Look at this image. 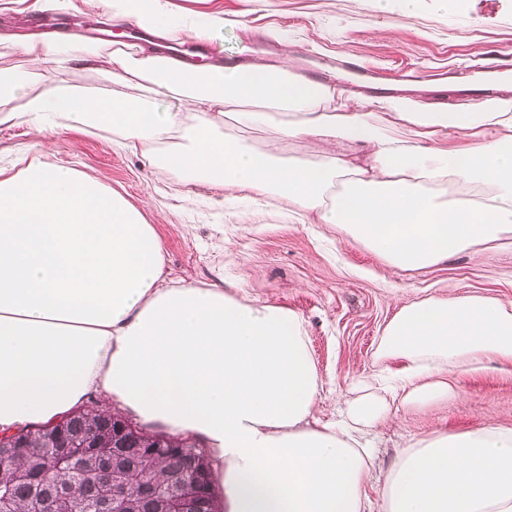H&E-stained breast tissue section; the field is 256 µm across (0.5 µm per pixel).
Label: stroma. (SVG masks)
I'll return each instance as SVG.
<instances>
[{
  "label": "stroma",
  "instance_id": "1",
  "mask_svg": "<svg viewBox=\"0 0 512 512\" xmlns=\"http://www.w3.org/2000/svg\"><path fill=\"white\" fill-rule=\"evenodd\" d=\"M204 28L223 11L224 26L208 44L213 59L277 62L335 87L337 108L386 96L428 112L459 111L473 102L472 66L507 74L499 96L512 100V0H170ZM36 16L74 20L82 47L87 29L105 18L96 0H0V33L31 32ZM65 164L94 176L139 209L161 237L171 278L193 284L232 281L251 300L292 310L307 327L323 388L316 416H336L337 399L372 371L384 325L404 304L437 295L479 294L512 303V245H480L418 272L401 273L339 230L289 219L274 197L188 186L150 167L139 152L107 134L82 128L52 132L30 119L0 124V168L18 158ZM453 397L402 411L375 431L381 467L410 435L462 432L481 425L512 427V364L490 363L457 377Z\"/></svg>",
  "mask_w": 512,
  "mask_h": 512
}]
</instances>
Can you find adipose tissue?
<instances>
[{"mask_svg":"<svg viewBox=\"0 0 512 512\" xmlns=\"http://www.w3.org/2000/svg\"><path fill=\"white\" fill-rule=\"evenodd\" d=\"M114 22L155 32L168 0H98ZM27 79L0 67V123L107 130L188 185L273 195L398 272L420 271L512 234V102L426 112L376 98L336 111L334 88L285 63L202 66L153 45L84 48L109 91L51 80L61 41L13 34ZM139 85L142 96L121 93ZM179 94L187 109L163 112ZM414 128L403 139L395 122ZM265 132L264 141L251 130ZM299 151L288 154L287 149ZM512 363V305L426 297L385 325L376 370L336 419L304 319L235 287L169 277L154 225L69 166L0 170V433L56 421L91 398L172 435L199 436L226 512H512V427L407 439L386 471L374 427L453 393L455 376Z\"/></svg>","mask_w":512,"mask_h":512,"instance_id":"obj_1","label":"adipose tissue"}]
</instances>
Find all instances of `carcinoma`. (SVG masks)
<instances>
[{"label":"carcinoma","instance_id":"carcinoma-1","mask_svg":"<svg viewBox=\"0 0 512 512\" xmlns=\"http://www.w3.org/2000/svg\"><path fill=\"white\" fill-rule=\"evenodd\" d=\"M95 416L92 410H79L66 416L62 426L70 434H80L88 430ZM53 439L54 430L45 426L26 431L22 447L6 449L9 461L0 464V498L8 499L9 512H43L47 500L62 502L63 512H85L101 499L102 489L95 476L74 481L46 470L55 460ZM143 443L157 445L158 452L151 456L140 443L129 442L115 454L123 468L143 479L146 464L153 456L166 464L158 468L160 478L172 483L191 479L208 466L204 450L193 442L152 435L143 438Z\"/></svg>","mask_w":512,"mask_h":512}]
</instances>
